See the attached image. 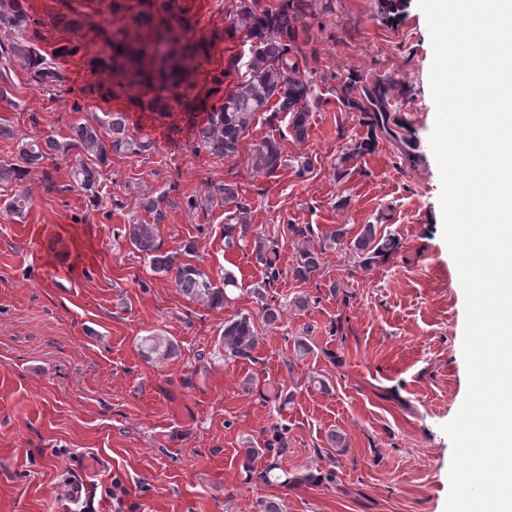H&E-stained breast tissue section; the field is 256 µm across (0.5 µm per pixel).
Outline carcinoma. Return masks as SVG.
<instances>
[{
	"mask_svg": "<svg viewBox=\"0 0 512 512\" xmlns=\"http://www.w3.org/2000/svg\"><path fill=\"white\" fill-rule=\"evenodd\" d=\"M305 0H283L276 8H263L260 0H233L227 11L230 17V30L244 35L249 43V56L245 61L247 74L234 89L224 95L219 108H211L201 123L193 125L194 143L197 149L206 151L215 158H235L240 155L241 139L249 130L254 117L259 112H269L267 124H273L277 114L288 115L290 136L298 143L307 138L310 118V98L314 91L308 77L309 68L306 56L294 44L298 26L305 17ZM137 27L148 30V34L136 40H129L123 30L104 38L98 54L103 56L101 63L116 74H131L134 84L149 96L148 104L162 110L170 96H177V90L184 79L181 60L195 51L197 46L182 43L181 36L169 25L154 28V18L148 13H139L131 18ZM30 25V17L21 0H0V28L22 34ZM0 57L17 59L24 63L31 79L49 89L63 84L66 77L52 60L44 57L23 40H15L6 47H0ZM389 84L379 82L361 90V101L351 97L355 88L344 89L343 101L349 106L365 105L372 111L371 124L380 129L387 120V92ZM17 160L0 163V184L8 185L23 179L27 169L43 160L67 155L80 149L85 158L75 162L70 168V177L76 185L97 197L100 185L101 168L108 165L109 154H143L153 148L150 138H136L129 131V118L124 112H110L105 119L92 122L84 119L69 125V135L58 139L54 135L44 140H24L17 142ZM92 161H87L86 157ZM283 150L274 134L263 136L248 154L250 168L267 176L284 166ZM166 195L143 194L141 208L149 213L154 223L139 221L126 227L130 244L145 256L152 272L168 275L173 279L181 295L192 302L208 308L223 306L230 295L238 288L234 272L226 269L221 277L222 286H217L202 269L191 263H184L177 256L160 251L156 244L157 225L164 217L161 204ZM220 200L228 208L224 224V245L231 249L246 238H251L257 260L264 267L265 278L253 294L259 302L258 312L263 322L274 325L284 315L282 306L267 302L266 291L281 275L278 268L277 245L257 233L250 235L249 208L239 201L237 186L224 183L210 186L203 199L188 197L190 209L206 206ZM394 240L378 246L375 244L373 225L365 226L363 233L354 241L358 252H374L375 256L396 247ZM320 255L307 247L299 251V261L294 268L297 278L307 280L321 269ZM258 344L255 326L248 315H242L224 322L220 345L224 348V362L236 359H253L252 352ZM141 346L147 358L165 360L172 357L175 346L163 336H144ZM278 447L267 444L263 448L245 449L246 460L251 463L266 454L274 462L259 472V479L271 482V473L280 469L276 459L285 452V442L281 434L275 435Z\"/></svg>",
	"mask_w": 512,
	"mask_h": 512,
	"instance_id": "carcinoma-1",
	"label": "carcinoma"
}]
</instances>
